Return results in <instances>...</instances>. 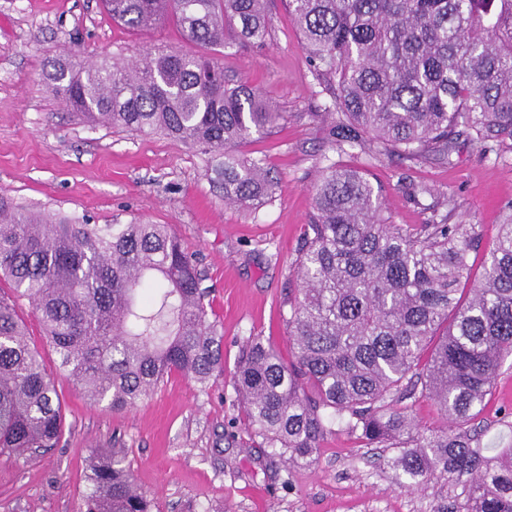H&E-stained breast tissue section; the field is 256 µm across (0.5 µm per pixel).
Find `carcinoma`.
<instances>
[{
    "mask_svg": "<svg viewBox=\"0 0 512 512\" xmlns=\"http://www.w3.org/2000/svg\"><path fill=\"white\" fill-rule=\"evenodd\" d=\"M140 31L173 24L201 48L144 47L138 58L78 67L66 52L42 71L76 116L114 131L160 134L207 156L227 204L266 203L276 182L240 148L285 113L247 82L229 83L218 54L270 36L266 0H102ZM302 49L333 88L327 110L339 153L448 160L467 135L512 152V0H288ZM481 271L470 224L433 214L415 230L389 223L365 172L330 162L313 186L294 261L299 296L285 323L291 359L260 337L233 373L251 434L297 463L339 428L396 448L391 465L415 487L444 473L463 486L457 512H512V448L486 454L474 427L512 356V202ZM0 454L55 448L63 417L53 373L93 402L133 407L179 372L207 386L224 372V335L209 321L203 276L166 224H91L0 194ZM38 316L57 358L26 340L17 303ZM448 416L418 428L405 401L417 386ZM86 512H150L130 469L90 451Z\"/></svg>",
    "mask_w": 512,
    "mask_h": 512,
    "instance_id": "obj_1",
    "label": "carcinoma"
}]
</instances>
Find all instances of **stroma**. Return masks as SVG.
Returning a JSON list of instances; mask_svg holds the SVG:
<instances>
[{
    "label": "stroma",
    "instance_id": "35a3bbf8",
    "mask_svg": "<svg viewBox=\"0 0 512 512\" xmlns=\"http://www.w3.org/2000/svg\"><path fill=\"white\" fill-rule=\"evenodd\" d=\"M271 38L261 48L224 50L225 75L256 86L288 118L243 152L264 158L278 189L250 212L226 205L206 156L159 135H136L81 121L46 88V62L72 49L76 62L133 55L144 45L187 50L171 24L135 33L114 23L98 0H0V193L21 205L84 216L94 224L143 218L169 225L194 257L210 291L209 319L224 335V371L200 387L173 372L130 410L94 403L66 374L55 386L64 415L58 447L24 460L0 455V512H81L84 459L113 451L152 502L151 512H439L463 501L447 479L406 488L392 448H370L343 431L327 434L314 461L294 464L258 447L233 385L244 341L259 336L281 355L289 344L283 312L296 295V249L309 222L312 187L330 155V94L313 78L287 0H268ZM385 215L413 229L431 207L452 224L474 225L470 253L481 268L512 201V154H483L460 141L451 162L367 164ZM431 194L411 201L413 185ZM487 448L512 445V357L476 422Z\"/></svg>",
    "mask_w": 512,
    "mask_h": 512
}]
</instances>
